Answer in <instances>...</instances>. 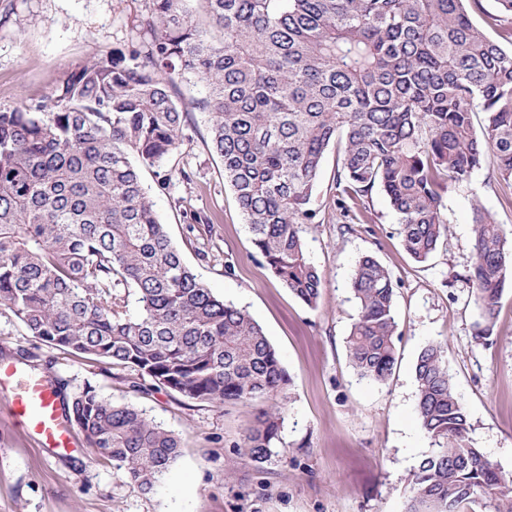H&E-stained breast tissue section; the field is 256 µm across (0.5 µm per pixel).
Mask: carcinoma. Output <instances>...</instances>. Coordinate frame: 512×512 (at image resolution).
<instances>
[{
  "label": "carcinoma",
  "instance_id": "1",
  "mask_svg": "<svg viewBox=\"0 0 512 512\" xmlns=\"http://www.w3.org/2000/svg\"><path fill=\"white\" fill-rule=\"evenodd\" d=\"M147 38L92 56L48 100L0 108V307L31 336L84 359L138 372L192 401L249 402L289 379L261 326L216 296L184 262L140 168H162L187 119L172 89L203 84L208 147L221 158L268 269L315 307L324 277L302 225L326 155L336 151V208L364 223L374 192L400 223L404 251L428 262L448 239V182L496 157L512 181V49L472 21L481 0H148ZM484 114L480 125L474 115ZM467 275L489 342L512 239L480 211ZM134 290L137 311L121 291ZM346 339L362 379L385 384L397 362L395 283L362 256ZM417 415L433 449L405 512H512V477L470 444V423L443 348L415 364ZM87 447L145 490L180 441L132 404L87 386L64 404ZM280 410L243 440L254 462L281 443Z\"/></svg>",
  "mask_w": 512,
  "mask_h": 512
}]
</instances>
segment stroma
I'll return each mask as SVG.
<instances>
[{"mask_svg": "<svg viewBox=\"0 0 512 512\" xmlns=\"http://www.w3.org/2000/svg\"><path fill=\"white\" fill-rule=\"evenodd\" d=\"M148 0H0V106H33L58 78L91 56L141 38ZM200 82L174 96L188 110L184 142L161 171L142 180L194 274L261 325L291 379L288 390L221 406L153 388L132 391L131 369L75 358L32 337L0 308V362L53 377L65 399L85 385L104 398L143 409L181 440L180 455L151 491L96 456L85 442L63 457L16 427L0 400V512H404L413 472L432 443L416 415L414 367L421 350L441 344L471 425L469 439L512 475V281L489 344L476 342V310L466 280L471 225L483 211L512 234V186L487 161L448 188V245L427 263L402 249L398 217L374 193L365 223L345 231L334 205L336 156L323 162L312 203L325 220L303 227L309 260L324 276L316 307L272 275L252 236L220 158L205 144L206 117L193 101ZM169 174L166 186L158 173ZM205 215L197 224L191 213ZM375 255L396 282L397 363L387 384L359 378L346 350L357 314L351 279L357 260ZM282 410L278 455L251 461L241 448L260 411Z\"/></svg>", "mask_w": 512, "mask_h": 512, "instance_id": "stroma-1", "label": "stroma"}]
</instances>
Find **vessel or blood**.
Segmentation results:
<instances>
[{
	"instance_id": "b4317fda",
	"label": "vessel or blood",
	"mask_w": 512,
	"mask_h": 512,
	"mask_svg": "<svg viewBox=\"0 0 512 512\" xmlns=\"http://www.w3.org/2000/svg\"><path fill=\"white\" fill-rule=\"evenodd\" d=\"M0 395L5 396L13 420L35 435L40 447L51 449L59 456L73 450L79 427L64 415L49 379L0 364Z\"/></svg>"
}]
</instances>
